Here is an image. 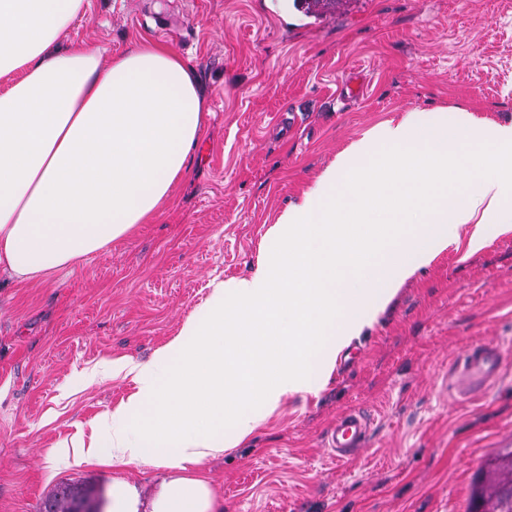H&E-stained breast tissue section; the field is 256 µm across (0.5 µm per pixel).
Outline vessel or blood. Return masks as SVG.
I'll return each instance as SVG.
<instances>
[{"label":"vessel or blood","mask_w":512,"mask_h":512,"mask_svg":"<svg viewBox=\"0 0 512 512\" xmlns=\"http://www.w3.org/2000/svg\"><path fill=\"white\" fill-rule=\"evenodd\" d=\"M504 369L501 346L491 340H477L465 350L455 370L459 396L474 398L495 385ZM370 422L359 411H346L336 416L325 432V445L336 461H344L365 448Z\"/></svg>","instance_id":"obj_1"}]
</instances>
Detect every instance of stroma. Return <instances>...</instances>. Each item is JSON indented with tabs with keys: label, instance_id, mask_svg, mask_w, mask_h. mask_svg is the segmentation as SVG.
Here are the masks:
<instances>
[{
	"label": "stroma",
	"instance_id": "1",
	"mask_svg": "<svg viewBox=\"0 0 512 512\" xmlns=\"http://www.w3.org/2000/svg\"><path fill=\"white\" fill-rule=\"evenodd\" d=\"M71 35L106 56L166 45L196 70L208 111L157 217L72 268L0 288V512H41L64 482L106 499L119 476L152 496L159 470L54 454L131 390L91 373L149 358L212 280L250 275L268 226L352 140L414 108L512 119V0H89ZM356 70L368 85L348 101ZM457 234L354 340L358 363L206 462L224 512H472L478 492L512 480V231L484 225L476 250ZM478 339L502 343L503 379L463 402L451 375ZM350 409L372 419L371 439L339 463L323 435Z\"/></svg>",
	"mask_w": 512,
	"mask_h": 512
}]
</instances>
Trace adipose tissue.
<instances>
[{
    "label": "adipose tissue",
    "mask_w": 512,
    "mask_h": 512,
    "mask_svg": "<svg viewBox=\"0 0 512 512\" xmlns=\"http://www.w3.org/2000/svg\"><path fill=\"white\" fill-rule=\"evenodd\" d=\"M89 0H0V285L74 266L148 221L188 171L203 126L195 69L142 39L103 59L70 38ZM414 233L397 238L398 228ZM512 230V121L463 107L376 123L307 182L247 277L213 284L177 336L102 374L134 390L58 449L164 470L150 500L112 481L111 512H221L204 462L250 438L285 397L315 394L390 295L458 242Z\"/></svg>",
    "instance_id": "obj_1"
}]
</instances>
